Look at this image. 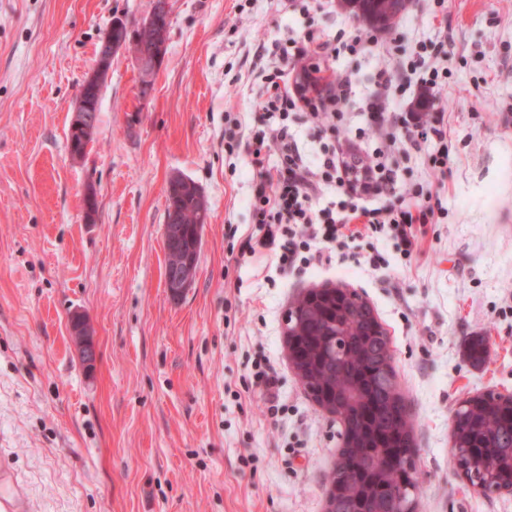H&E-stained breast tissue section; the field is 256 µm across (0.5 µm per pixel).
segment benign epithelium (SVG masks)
Segmentation results:
<instances>
[{
    "label": "benign epithelium",
    "instance_id": "1",
    "mask_svg": "<svg viewBox=\"0 0 512 512\" xmlns=\"http://www.w3.org/2000/svg\"><path fill=\"white\" fill-rule=\"evenodd\" d=\"M170 21V0H152L150 14L145 22V35L140 37L123 21L114 20L105 33L96 53L93 72L86 78L78 94L69 135V154L72 159H82L94 140L96 132L95 112L100 108V93L114 55L121 49L132 47L139 66L140 80L138 96L146 100L151 95L152 79L162 65L168 46V26L160 18ZM185 228L180 224H167L164 239L169 242L176 255L175 263L168 267L165 284L174 298L181 296L194 283L198 270V257L202 243V226L196 225L189 247L183 246ZM297 326L291 321L285 323V347L291 365L297 364L295 335ZM71 334L76 350L86 365L95 360L96 350L93 328L82 315H74L71 320Z\"/></svg>",
    "mask_w": 512,
    "mask_h": 512
}]
</instances>
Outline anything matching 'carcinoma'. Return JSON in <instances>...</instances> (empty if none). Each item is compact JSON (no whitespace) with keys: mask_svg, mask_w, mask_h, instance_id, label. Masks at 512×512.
Segmentation results:
<instances>
[{"mask_svg":"<svg viewBox=\"0 0 512 512\" xmlns=\"http://www.w3.org/2000/svg\"><path fill=\"white\" fill-rule=\"evenodd\" d=\"M341 7L367 26L385 32L406 8L405 0H341ZM208 206L189 192L168 196L166 218L184 225L206 223ZM352 297L326 292L312 303L302 296L289 309L298 314L300 381L318 405L336 409L343 424L338 458L326 476L336 512H417L421 492L416 445L405 397L382 323ZM488 354L485 337L471 338L467 355L474 364ZM455 450L451 464L488 479L485 490L512 488V399L491 390L463 400L452 418ZM383 455L386 466L375 467Z\"/></svg>","mask_w":512,"mask_h":512,"instance_id":"cac0c4a2","label":"carcinoma"}]
</instances>
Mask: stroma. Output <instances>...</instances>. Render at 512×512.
Segmentation results:
<instances>
[{"label": "stroma", "mask_w": 512, "mask_h": 512, "mask_svg": "<svg viewBox=\"0 0 512 512\" xmlns=\"http://www.w3.org/2000/svg\"><path fill=\"white\" fill-rule=\"evenodd\" d=\"M152 0H0V463L32 512H325L339 418L304 390L285 312L307 289L362 293L391 339L414 424L419 512H512V492L472 489L450 464L453 410L512 394V0H409L401 55L442 45L448 174L439 223L401 253L393 234L352 243L307 272L236 263L252 231L248 156L224 130L252 123L255 49L292 22L270 0H170L168 52L139 100L131 50L105 78L95 139L71 159L69 126L113 19ZM208 201L199 272L181 297L164 279L168 183ZM94 191V220L84 197ZM379 252L383 264L366 258ZM94 328L79 359L71 316ZM488 342L472 365L466 346ZM277 369L270 416L253 362Z\"/></svg>", "instance_id": "obj_1"}]
</instances>
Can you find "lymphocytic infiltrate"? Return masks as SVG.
<instances>
[{"mask_svg": "<svg viewBox=\"0 0 512 512\" xmlns=\"http://www.w3.org/2000/svg\"><path fill=\"white\" fill-rule=\"evenodd\" d=\"M396 38L379 33L339 30L325 40L313 32L291 29L277 59L263 69L256 93L261 112L253 126L235 123L225 130L228 151L244 150L252 158L253 194L249 201L255 230L239 248L240 260L268 257L280 270L322 265L328 254L346 255L351 242L394 230L404 256L417 251L416 227L431 224L441 211L440 192L448 170V153L433 156L430 179L397 187L395 156L420 149L447 135L440 112H400L396 94L434 91L440 69L426 50H418L401 70L384 66L375 75V90L361 104L378 140L366 161L356 162L363 129L340 138L351 104L354 75L344 72L325 84L303 89L292 78L294 65L309 59L310 73L341 53L374 52L394 57ZM304 113L335 146L307 154L285 117Z\"/></svg>", "mask_w": 512, "mask_h": 512, "instance_id": "1", "label": "lymphocytic infiltrate"}]
</instances>
